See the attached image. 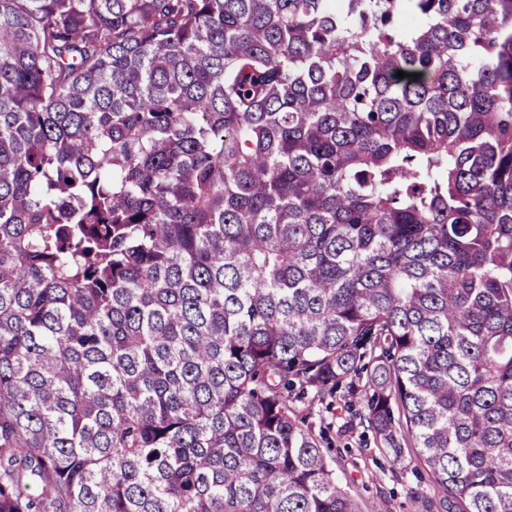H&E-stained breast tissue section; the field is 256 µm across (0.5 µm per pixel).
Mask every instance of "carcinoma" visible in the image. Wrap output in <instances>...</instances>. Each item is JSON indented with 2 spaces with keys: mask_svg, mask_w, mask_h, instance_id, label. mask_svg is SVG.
I'll return each mask as SVG.
<instances>
[{
  "mask_svg": "<svg viewBox=\"0 0 512 512\" xmlns=\"http://www.w3.org/2000/svg\"><path fill=\"white\" fill-rule=\"evenodd\" d=\"M377 349L512 512V0H0V512H359L290 395Z\"/></svg>",
  "mask_w": 512,
  "mask_h": 512,
  "instance_id": "1",
  "label": "carcinoma"
}]
</instances>
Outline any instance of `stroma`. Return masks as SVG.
Here are the masks:
<instances>
[{
  "instance_id": "obj_1",
  "label": "stroma",
  "mask_w": 512,
  "mask_h": 512,
  "mask_svg": "<svg viewBox=\"0 0 512 512\" xmlns=\"http://www.w3.org/2000/svg\"><path fill=\"white\" fill-rule=\"evenodd\" d=\"M369 387L335 397L307 393L294 407L320 437L337 481L348 488L360 512H446L448 504L407 437L394 454L367 422Z\"/></svg>"
}]
</instances>
